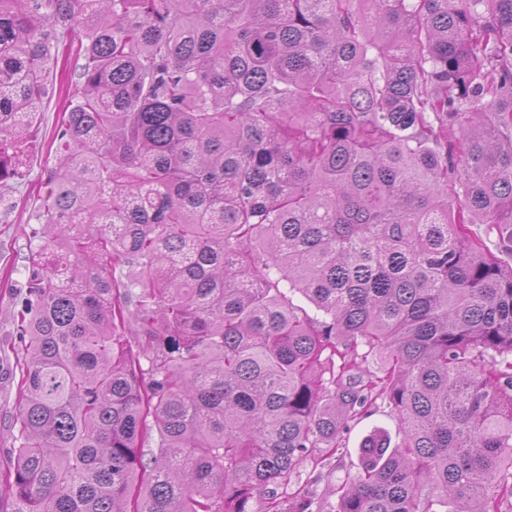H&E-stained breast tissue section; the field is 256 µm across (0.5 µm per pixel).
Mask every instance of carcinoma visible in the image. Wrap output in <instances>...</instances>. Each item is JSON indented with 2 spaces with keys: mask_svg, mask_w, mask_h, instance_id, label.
Segmentation results:
<instances>
[{
  "mask_svg": "<svg viewBox=\"0 0 512 512\" xmlns=\"http://www.w3.org/2000/svg\"><path fill=\"white\" fill-rule=\"evenodd\" d=\"M66 38L0 512H512V0H0V154ZM378 408L363 416L356 422L346 438L347 453L341 457L340 454L326 459L322 464L325 475L324 480L316 487V495L325 508L336 506V495H330L329 489L344 483L349 477H353L360 468L358 449L363 438L373 430L380 428L388 432L391 437V444L399 441L398 426L395 419L389 414L386 405L377 402Z\"/></svg>",
  "mask_w": 512,
  "mask_h": 512,
  "instance_id": "cac0c4a2",
  "label": "carcinoma"
}]
</instances>
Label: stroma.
Returning a JSON list of instances; mask_svg holds the SVG:
<instances>
[{
	"label": "stroma",
	"mask_w": 512,
	"mask_h": 512,
	"mask_svg": "<svg viewBox=\"0 0 512 512\" xmlns=\"http://www.w3.org/2000/svg\"><path fill=\"white\" fill-rule=\"evenodd\" d=\"M78 73L75 52L60 53L58 66L51 72L46 105L37 112L15 153L18 173L6 186L0 187V349L13 340L14 314L28 275V245L40 227L38 193L58 163L57 155L48 145L63 112L78 101L75 89ZM18 379L16 359L0 352V467L9 464L10 450L18 445V428L13 424ZM378 428L386 430L390 437L398 435L397 423L383 404L353 425L346 438L344 456L325 460V478L316 488L317 498L324 507L335 506L336 498L330 495V488L358 472L360 443Z\"/></svg>",
	"instance_id": "35a3bbf8"
}]
</instances>
